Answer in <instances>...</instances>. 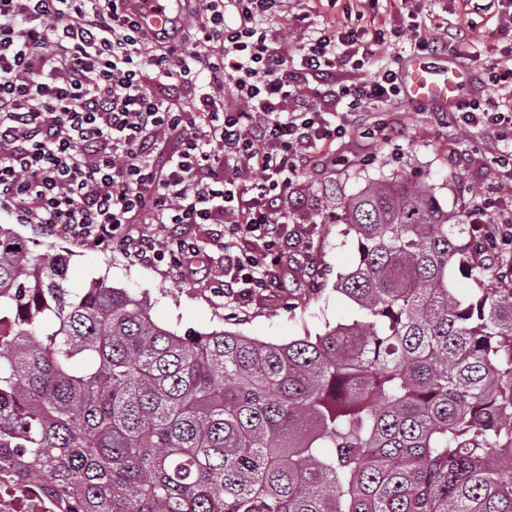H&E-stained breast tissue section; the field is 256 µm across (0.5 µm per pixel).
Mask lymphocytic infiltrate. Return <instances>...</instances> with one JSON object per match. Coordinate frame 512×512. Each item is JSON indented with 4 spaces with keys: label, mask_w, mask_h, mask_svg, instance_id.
I'll return each instance as SVG.
<instances>
[{
    "label": "lymphocytic infiltrate",
    "mask_w": 512,
    "mask_h": 512,
    "mask_svg": "<svg viewBox=\"0 0 512 512\" xmlns=\"http://www.w3.org/2000/svg\"><path fill=\"white\" fill-rule=\"evenodd\" d=\"M138 0H0V212L42 234L122 248L140 263L186 264V227H224L225 288L273 285L289 189L349 123L399 96L373 65L350 85L313 87L360 65L382 29L327 22L287 42L285 0H178L163 28ZM488 94L445 113L448 127L512 137V47L486 64ZM345 100L333 123L322 97ZM512 242V200L476 191L465 210ZM163 236L132 234L142 220Z\"/></svg>",
    "instance_id": "f902f5d3"
}]
</instances>
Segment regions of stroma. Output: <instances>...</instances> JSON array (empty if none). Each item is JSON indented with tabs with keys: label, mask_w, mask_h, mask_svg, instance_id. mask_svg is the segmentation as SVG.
Returning <instances> with one entry per match:
<instances>
[{
	"label": "stroma",
	"mask_w": 512,
	"mask_h": 512,
	"mask_svg": "<svg viewBox=\"0 0 512 512\" xmlns=\"http://www.w3.org/2000/svg\"><path fill=\"white\" fill-rule=\"evenodd\" d=\"M485 0H413L420 14L468 17L476 26L474 50L457 60L464 76L460 94L479 92L484 56L512 42L497 33L496 21L483 11ZM398 129L387 141L372 139L363 128L336 138L327 155L292 186L294 206L273 268V287L250 291L247 297L226 295L213 278L190 274L166 263L132 261L120 248L84 247L69 237H42L34 225L16 232L40 253L70 256L68 283L88 287L103 280L147 296L153 318L178 334L225 328L265 342L285 343L316 335L326 325L349 323L358 312L336 290V278L356 266L357 242L345 232L340 204L374 181L404 180L432 189L442 210L463 219L471 190L493 197H512V182L501 178L493 159L505 145L496 138L453 131L438 123L430 107L398 96L389 105Z\"/></svg>",
	"instance_id": "stroma-1"
}]
</instances>
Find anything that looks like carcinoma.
<instances>
[{
    "label": "carcinoma",
    "instance_id": "1",
    "mask_svg": "<svg viewBox=\"0 0 512 512\" xmlns=\"http://www.w3.org/2000/svg\"><path fill=\"white\" fill-rule=\"evenodd\" d=\"M342 208L359 318L287 343L181 336L1 224L0 464L60 512H512V283L424 186Z\"/></svg>",
    "mask_w": 512,
    "mask_h": 512
}]
</instances>
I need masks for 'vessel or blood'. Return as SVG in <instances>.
<instances>
[{
	"instance_id": "vessel-or-blood-1",
	"label": "vessel or blood",
	"mask_w": 512,
	"mask_h": 512,
	"mask_svg": "<svg viewBox=\"0 0 512 512\" xmlns=\"http://www.w3.org/2000/svg\"><path fill=\"white\" fill-rule=\"evenodd\" d=\"M403 91L422 103H434L451 111L458 107L460 98L451 85L448 69L430 68L417 57L402 61L399 68Z\"/></svg>"
}]
</instances>
